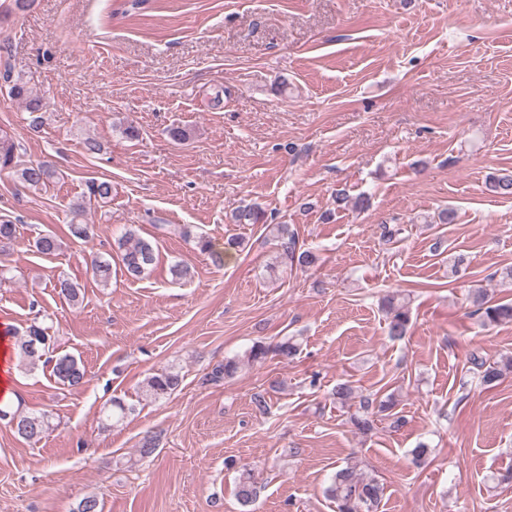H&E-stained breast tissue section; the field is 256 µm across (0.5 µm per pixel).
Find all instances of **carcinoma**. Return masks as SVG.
I'll list each match as a JSON object with an SVG mask.
<instances>
[{
	"instance_id": "obj_1",
	"label": "carcinoma",
	"mask_w": 512,
	"mask_h": 512,
	"mask_svg": "<svg viewBox=\"0 0 512 512\" xmlns=\"http://www.w3.org/2000/svg\"><path fill=\"white\" fill-rule=\"evenodd\" d=\"M4 83L9 87L12 97L25 101L29 111L30 126L36 128L42 124L39 112L43 109L42 101L29 95L26 83L15 79L10 70L3 73ZM17 144L10 138L0 135V171L11 170L17 175L19 182L32 189H39L49 183L54 177V170L45 163H29L18 167ZM491 190L503 197L512 196V174L496 175L490 184ZM112 199V183L107 180H90L82 201L73 205L72 220L69 231L73 238L83 242L92 237L93 225L83 222L86 205L90 203H106ZM234 224H267L265 213L255 205H245L236 208L232 213ZM273 240L276 242L275 261L282 267H297L307 269L318 263L319 257L311 248L300 244L297 233L288 224H268ZM179 235L195 243L199 251L209 253L215 260L222 259L221 253L213 248L211 240L203 234H197L192 226L184 225L179 228ZM117 258L122 275L129 279L140 280L151 272L157 263L158 248L155 242L136 234L133 227H128L116 240ZM33 247L43 255H53L61 247L56 235L45 233L33 240ZM93 281L101 288H107L112 283V260L96 256L90 264ZM58 296L72 305L80 301L82 290L80 286L67 278H59L53 285ZM472 302L476 312L480 314L484 324H502L512 322V302L493 303L486 293L477 291L472 294ZM382 310L385 313L387 336L399 340L407 335L411 322L410 310L405 301L392 294L383 299ZM52 326L46 321L34 320L17 337L18 356L20 362L34 366L41 362L51 366V374L56 382L69 389H78L85 383V369L78 360L69 354H54L51 348L53 335ZM299 351L298 343L289 339L273 348L262 342L255 343L248 352V359L253 362L263 361L271 352L284 360L292 359ZM470 363L476 370L480 383L492 386L506 374L512 372V358L490 362L482 357L473 355ZM239 364L234 359L215 364L210 371L199 379L203 387L217 385L232 377L238 370ZM181 384V375L171 368L161 373L152 374L144 379L141 385L143 395L150 399H159L170 395ZM336 401L345 403L359 399L358 413L351 417L356 429L365 434L371 430L372 423L369 410L372 401L366 397H358L357 389L350 382H339L334 390ZM134 412V407L128 405L119 397L112 398L103 408L105 424L117 426ZM8 416L7 423L15 434L27 441H38L49 429V415L23 413L9 406L0 407V415ZM328 498L336 503L337 512H374L384 496V485L378 479L368 476L361 471L360 464L352 461L337 470L325 489ZM236 496L239 502L248 506L256 498V487L251 471L242 469L237 483Z\"/></svg>"
}]
</instances>
